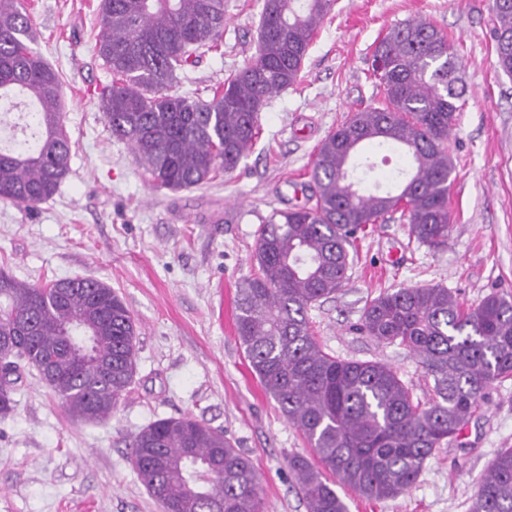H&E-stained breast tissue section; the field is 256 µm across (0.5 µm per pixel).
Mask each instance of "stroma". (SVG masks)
Returning a JSON list of instances; mask_svg holds the SVG:
<instances>
[{"instance_id": "obj_1", "label": "stroma", "mask_w": 512, "mask_h": 512, "mask_svg": "<svg viewBox=\"0 0 512 512\" xmlns=\"http://www.w3.org/2000/svg\"><path fill=\"white\" fill-rule=\"evenodd\" d=\"M99 2L29 0L32 46L62 76L71 170L36 207L0 201V267L29 284L89 277L112 286L137 325L136 372L111 419L87 424L23 370L16 412L0 418V512H161L129 442L155 420L184 415L223 430L252 462L264 512H306L288 459L313 452L265 394L235 330L237 290L258 271L257 231L273 212L306 202L320 142L380 102L370 59L388 30L416 20L441 29L466 88L447 141L455 163L448 243L420 244L396 221L370 225L343 291L309 312L325 352L387 363L427 400L433 380L417 360L354 325L389 288L441 285L466 306L512 294V76L496 66L491 0H336L301 82L261 113L253 152L232 174L179 191L156 187L107 127L99 97L112 76L97 52ZM224 3L222 44L178 71L173 91L210 98L254 56L263 0ZM354 164L369 189L393 188L410 169L402 152L377 146L360 149ZM503 448H512V379L490 388L406 492L377 502L337 492L348 512H467Z\"/></svg>"}]
</instances>
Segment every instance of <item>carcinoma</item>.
Segmentation results:
<instances>
[{
    "mask_svg": "<svg viewBox=\"0 0 512 512\" xmlns=\"http://www.w3.org/2000/svg\"><path fill=\"white\" fill-rule=\"evenodd\" d=\"M334 0H263L254 59L209 100L171 91L176 71L199 50L219 47L224 0H100L99 55L112 83L99 107L112 137L129 143L154 183L189 189L232 173L253 150L260 114L296 85ZM498 67L512 75V0H492ZM23 0H0V102L32 104L23 135L0 148V201L33 207L51 199L70 173L72 144L56 116L62 78L31 47ZM372 67L383 101L354 113L319 144L310 182L315 203L273 213L261 225L258 273L238 290L236 333L252 371L323 468L303 456L288 464L307 512H347L336 483L368 500L394 498L418 480L426 461L512 377V299L497 292L464 307L438 285L389 289L369 300L358 329L397 344L433 378L421 403L390 365L340 359L312 332L309 310L340 292L358 234L394 214L419 243L448 241V195L455 170L448 134L456 125L458 59L434 25H397L376 44ZM364 144L402 149L411 172L399 193L362 191L351 160ZM95 336L96 360L76 364L62 352L72 325ZM137 326L108 284L66 278L30 285L0 270V354L34 368L66 413L97 423L112 416L132 383ZM20 372L0 378V416L13 414ZM141 481L163 512H262L261 487L248 458L221 430L191 416L162 418L132 440ZM335 475L338 480L330 479ZM468 512H512V448L484 472Z\"/></svg>",
    "mask_w": 512,
    "mask_h": 512,
    "instance_id": "carcinoma-1",
    "label": "carcinoma"
}]
</instances>
